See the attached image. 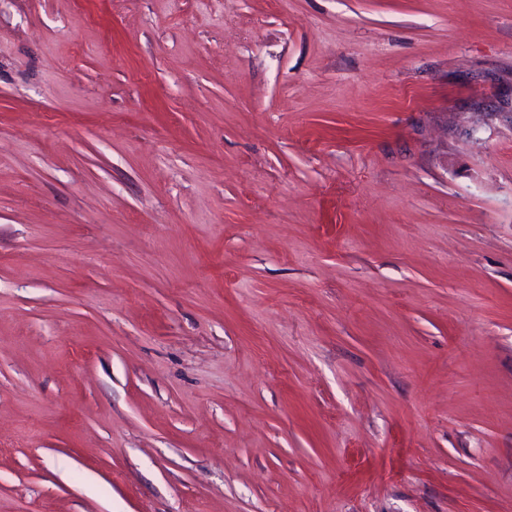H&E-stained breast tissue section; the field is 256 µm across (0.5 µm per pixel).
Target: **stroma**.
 Masks as SVG:
<instances>
[{
  "mask_svg": "<svg viewBox=\"0 0 512 512\" xmlns=\"http://www.w3.org/2000/svg\"><path fill=\"white\" fill-rule=\"evenodd\" d=\"M0 512H512V0H0Z\"/></svg>",
  "mask_w": 512,
  "mask_h": 512,
  "instance_id": "obj_1",
  "label": "stroma"
}]
</instances>
